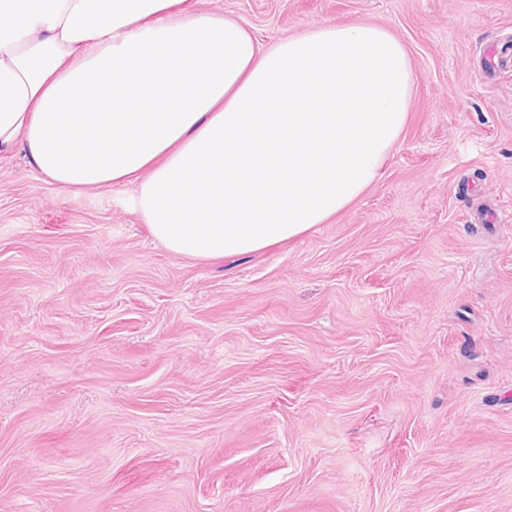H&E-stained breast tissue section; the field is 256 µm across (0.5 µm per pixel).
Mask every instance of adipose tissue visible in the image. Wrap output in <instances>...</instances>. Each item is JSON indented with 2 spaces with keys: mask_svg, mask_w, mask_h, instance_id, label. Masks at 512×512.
Segmentation results:
<instances>
[{
  "mask_svg": "<svg viewBox=\"0 0 512 512\" xmlns=\"http://www.w3.org/2000/svg\"><path fill=\"white\" fill-rule=\"evenodd\" d=\"M403 45L366 22L262 45L190 0H0V155L136 187L172 253L243 256L347 209L407 120Z\"/></svg>",
  "mask_w": 512,
  "mask_h": 512,
  "instance_id": "ef3b65f1",
  "label": "adipose tissue"
}]
</instances>
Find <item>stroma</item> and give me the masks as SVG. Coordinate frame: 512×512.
<instances>
[{"label":"stroma","mask_w":512,"mask_h":512,"mask_svg":"<svg viewBox=\"0 0 512 512\" xmlns=\"http://www.w3.org/2000/svg\"><path fill=\"white\" fill-rule=\"evenodd\" d=\"M193 2L384 27L406 127L348 209L210 260L1 158L0 512H512V0Z\"/></svg>","instance_id":"obj_1"}]
</instances>
